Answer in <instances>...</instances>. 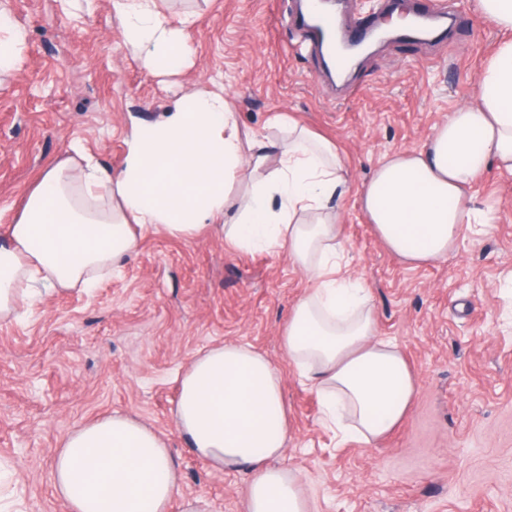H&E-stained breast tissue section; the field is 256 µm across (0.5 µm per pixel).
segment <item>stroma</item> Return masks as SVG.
I'll use <instances>...</instances> for the list:
<instances>
[{"label": "stroma", "instance_id": "1", "mask_svg": "<svg viewBox=\"0 0 512 512\" xmlns=\"http://www.w3.org/2000/svg\"><path fill=\"white\" fill-rule=\"evenodd\" d=\"M4 2L28 40L0 77V237L71 142L117 167L131 118L155 120L217 87L243 127L287 112L337 143L361 186L383 155L421 147L448 112L475 102L504 38L475 0H442L455 15L446 42L388 39L335 93L292 22L300 0H163L170 20L197 17L191 64L177 74L144 69L108 0L67 18L58 0ZM433 2L341 0L339 31ZM475 192L493 209L490 231L463 234L447 259L420 267L386 250L354 197L342 204L348 268L370 290L379 335L417 379L408 417L373 445L340 441L281 348L309 287L287 254L231 250L209 230L184 241L149 234L97 288L43 293L0 320V512H66L50 482L58 443L114 412L167 441L182 475L170 512L186 497L209 512H244L246 473L196 456L172 414L180 373L223 342L249 344L281 370L291 432L279 464L302 476L314 512H512V174L490 168Z\"/></svg>", "mask_w": 512, "mask_h": 512}]
</instances>
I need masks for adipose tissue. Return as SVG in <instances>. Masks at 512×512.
I'll return each instance as SVG.
<instances>
[{"instance_id":"obj_1","label":"adipose tissue","mask_w":512,"mask_h":512,"mask_svg":"<svg viewBox=\"0 0 512 512\" xmlns=\"http://www.w3.org/2000/svg\"><path fill=\"white\" fill-rule=\"evenodd\" d=\"M110 6L147 71L184 66L194 14L174 23L159 0ZM276 125L288 139L264 150L263 133L242 129L219 88L132 122L117 169L72 144L0 240V316L17 312L27 282L91 287L122 267L137 232L187 239L217 224L233 249L286 253L307 277L281 331L288 363L343 438L382 440L408 415L417 381L400 347L377 334L335 203L355 195L386 249L412 266L446 259L462 232L487 233L493 212L472 188L490 167L512 173V37L481 70L475 103L449 112L423 148L384 156L359 189L337 145L291 118ZM173 416L197 456L247 472L244 512H313L299 475L276 464L290 421L281 372L265 355L242 343L198 353L179 377ZM51 480L68 512H169L181 476L158 433L112 413L61 439Z\"/></svg>"}]
</instances>
